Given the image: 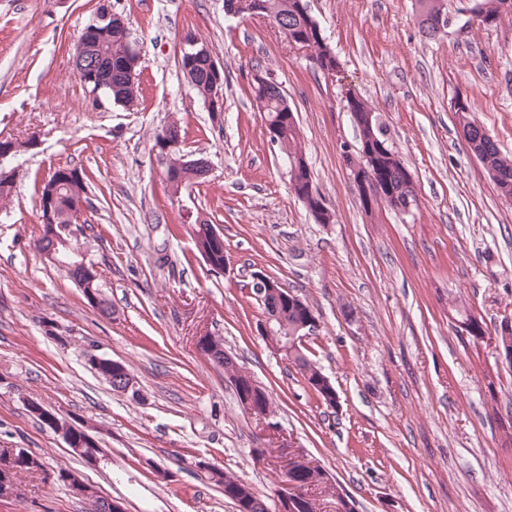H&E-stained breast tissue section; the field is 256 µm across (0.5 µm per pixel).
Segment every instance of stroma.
<instances>
[{
    "label": "stroma",
    "instance_id": "1",
    "mask_svg": "<svg viewBox=\"0 0 512 512\" xmlns=\"http://www.w3.org/2000/svg\"><path fill=\"white\" fill-rule=\"evenodd\" d=\"M122 15L141 48V97L94 100L72 67L75 42L101 5ZM471 0H445L449 27L428 39L415 0H309L342 73L314 71L259 18H231L224 0H0V137L21 152L0 211V448L42 464L15 477L0 512H87L58 482L68 469L124 512H236L203 481L210 464L275 506L274 441L243 413L200 333L273 396L274 422L296 451L351 496L358 512H512V368L493 337H462L456 309L489 329L512 318V201L499 196L460 137L451 104L512 156V16L481 27ZM192 34L224 66V112L213 118L179 68ZM262 70L288 95L313 185L334 211L315 223L288 185L283 157L253 101ZM354 88L382 114L410 170L409 213L365 211L343 145L356 130L343 106ZM181 127L183 152L206 159L205 181L170 201L155 136ZM71 164L92 175V231L78 240L101 274L111 318L39 253L36 188ZM224 235L227 269L192 251L190 215ZM261 271L305 299L319 320L306 354L338 397L329 409L297 368L258 334ZM123 362L138 396L90 369L89 355ZM89 428L105 457L92 466L30 413V401ZM265 460H258V453Z\"/></svg>",
    "mask_w": 512,
    "mask_h": 512
}]
</instances>
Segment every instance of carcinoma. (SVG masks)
<instances>
[{"instance_id":"cac0c4a2","label":"carcinoma","mask_w":512,"mask_h":512,"mask_svg":"<svg viewBox=\"0 0 512 512\" xmlns=\"http://www.w3.org/2000/svg\"><path fill=\"white\" fill-rule=\"evenodd\" d=\"M265 4V16L272 19L276 26L288 29V37L295 42L304 43L309 48L308 61L313 70L320 67H340L336 54L326 43L319 24L308 12L307 0H263ZM440 0H418V18L422 33L433 38L439 30ZM473 18L480 25L491 26L502 19L503 16L512 14V4L507 0H473L471 8ZM99 50L112 54V60L117 61L131 52L137 51V45L131 40L129 29L124 26H114L102 31L99 36ZM140 82L127 84L124 87L112 91L111 103L123 107H132L139 101ZM349 112L354 117V124L358 131L359 148L356 153H350L345 157L349 170L370 174L372 181L380 187L383 196L375 197L373 201L360 198L364 209L370 205L384 204L394 210L404 212L405 192H407L406 180L410 173L395 152L390 129L380 113L373 111L359 96L346 102ZM265 119L279 117L284 112L291 111V107L282 104L276 91L268 93L267 101L262 104ZM457 127L462 131L463 137L471 151L482 163L484 169L493 181L499 195L504 198H512V159L503 156L491 137L473 118V110L468 102L453 107ZM274 144L288 164V177L291 190L306 206L313 211H318L322 217V223H335V214L324 204L321 196L313 189L311 170L301 148L300 128H288V134L279 137ZM170 160L165 170L164 183L169 197L173 198L183 187L201 181L202 170L199 168H185L178 165L181 160V150L178 148L168 152ZM88 175L83 169L70 165H59L51 171L48 183H43L38 188V203H43L46 190L49 185L56 184L59 188L57 198L56 223L67 224L69 217L67 207L74 196L86 193ZM208 227V223L196 221L193 224V246L197 253L213 250L212 243L203 238L202 231ZM313 311L307 303L302 306L281 304V312L285 321V333L290 335L304 333L300 325L304 324V312ZM459 327L467 333L469 339L476 343L488 335V326L484 319L474 314H465L458 320ZM301 376L306 384L315 388L316 393L327 405H333L325 394V389L316 387V380L322 370L307 355L294 359ZM66 433L71 439L81 445L78 456L90 454L100 450L98 440L81 425L67 422ZM13 449L0 448V465L11 466V474L20 471H30L40 467L33 456L24 460H16L12 455ZM203 474L200 478L206 479L224 490V497L231 500L237 508L243 507V501L257 502L259 508L254 512H265L260 505L264 501L258 498L252 488L231 473L223 470L202 467ZM325 479V474L318 465L311 464L303 467L293 475L295 487L299 490V497L304 507L298 512H316V500L309 497V489L319 485Z\"/></svg>"}]
</instances>
